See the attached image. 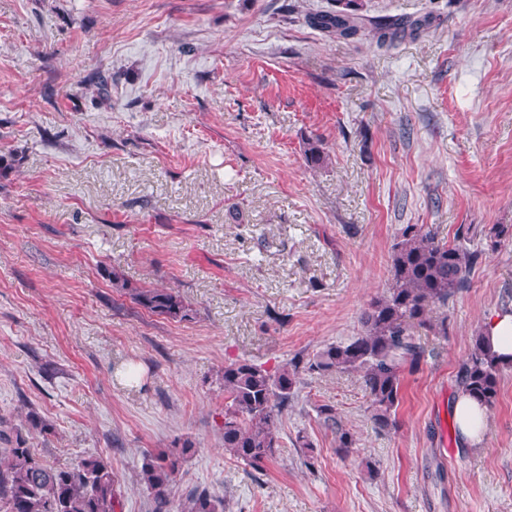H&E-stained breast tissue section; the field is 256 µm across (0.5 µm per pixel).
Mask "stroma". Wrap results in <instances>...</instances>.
<instances>
[{"label": "stroma", "mask_w": 512, "mask_h": 512, "mask_svg": "<svg viewBox=\"0 0 512 512\" xmlns=\"http://www.w3.org/2000/svg\"><path fill=\"white\" fill-rule=\"evenodd\" d=\"M336 7L0 0V428L52 468L103 458L121 512H151L144 455L176 439L193 451L171 512L193 489L224 512H512V368L483 448H462L451 406L512 288V237L488 249L512 225V0H357L367 19L428 18L385 43L307 24ZM408 224L447 242L471 225L483 255L447 335L420 334L398 428L374 429L359 374L303 373L275 458L226 452L225 364L274 373L359 335ZM115 268L189 318L134 303ZM323 405L355 435L348 457ZM110 277L113 287L126 290L135 303L148 312L170 319L189 317V306L178 293L167 289L132 287L117 269H112Z\"/></svg>", "instance_id": "obj_1"}]
</instances>
